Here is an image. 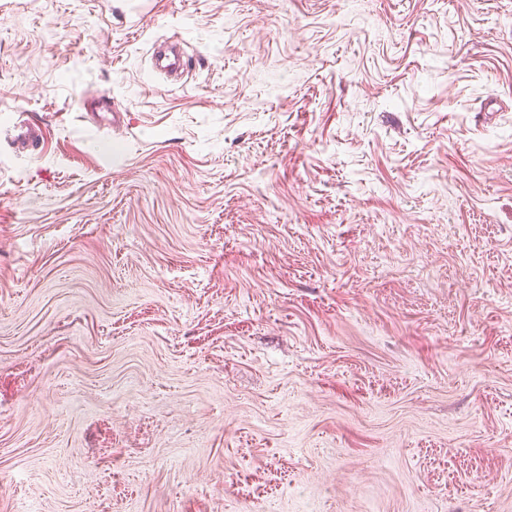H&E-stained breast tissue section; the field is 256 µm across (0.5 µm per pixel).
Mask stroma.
Returning <instances> with one entry per match:
<instances>
[{
	"instance_id": "stroma-1",
	"label": "stroma",
	"mask_w": 512,
	"mask_h": 512,
	"mask_svg": "<svg viewBox=\"0 0 512 512\" xmlns=\"http://www.w3.org/2000/svg\"><path fill=\"white\" fill-rule=\"evenodd\" d=\"M0 512H512V0H0ZM153 69L174 82L181 81L189 72L188 55L171 43L165 50L160 44L152 54ZM44 134L45 126L32 120H21L12 129V139L26 148L30 155L34 157L41 154L45 139Z\"/></svg>"
}]
</instances>
